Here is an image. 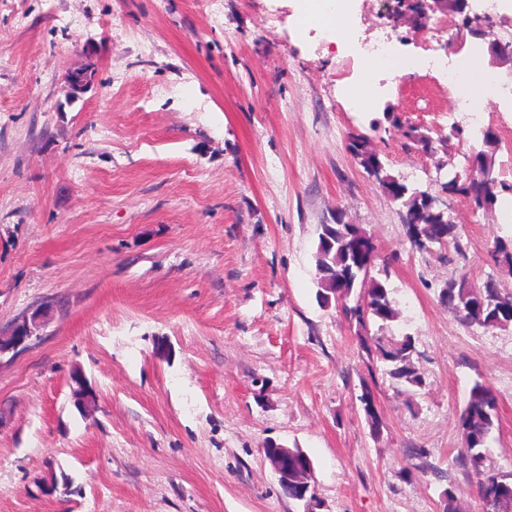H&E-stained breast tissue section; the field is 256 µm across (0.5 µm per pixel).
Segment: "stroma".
Wrapping results in <instances>:
<instances>
[{"label":"stroma","instance_id":"1","mask_svg":"<svg viewBox=\"0 0 512 512\" xmlns=\"http://www.w3.org/2000/svg\"><path fill=\"white\" fill-rule=\"evenodd\" d=\"M343 55L292 0H0V332L52 305L28 349L0 355V512H302L270 442L311 458L315 512H443L448 488L483 512L460 416L475 383L494 391L486 465L512 472V326L461 324L439 292L486 278L512 204L454 203L458 248H412L347 132L435 191L474 127L442 157L405 146L387 113L448 138L441 76L381 74L363 107L344 86L373 63ZM478 106L512 184V104ZM340 212L390 261L389 332L413 338L424 387L402 389L317 300L318 235ZM63 481L71 494L51 490ZM80 68L72 70L67 74L66 83L69 88V100L74 101L79 94L84 93L93 83L95 73L93 74L94 67Z\"/></svg>","mask_w":512,"mask_h":512}]
</instances>
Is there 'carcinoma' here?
Here are the masks:
<instances>
[{"instance_id": "1", "label": "carcinoma", "mask_w": 512, "mask_h": 512, "mask_svg": "<svg viewBox=\"0 0 512 512\" xmlns=\"http://www.w3.org/2000/svg\"><path fill=\"white\" fill-rule=\"evenodd\" d=\"M387 119L408 144L429 155L436 153L432 137L421 128L405 124L395 112L387 113ZM480 134L482 146L471 157L474 168L470 179L460 180L457 174L450 173L441 187L448 191L450 198L468 207L474 205L490 209L497 202L499 190L512 191V185L496 177L497 136L487 130L480 131ZM347 148L367 174L373 173L378 177L380 187L400 208L403 223L431 229L445 236L449 243L456 241L458 225L448 223V211L430 204L431 192L411 187L392 176L367 136L348 133ZM314 261L320 304L342 307L346 316L356 323L360 344L376 354L391 378L413 387L423 386L424 375L413 363L412 337L407 334L398 338L385 335L399 312L387 285L388 266L378 262L372 236L361 225L345 221L344 214L338 212L336 223L321 225ZM487 262L492 268L512 275V235L495 237L487 252ZM352 296L356 297V302L350 306L348 300ZM439 297L465 325L482 322L502 328L512 324V292L501 288L492 274L481 285L472 284L465 277L452 279L440 290ZM371 324L377 326L373 335L369 332ZM359 400L364 405L371 432L379 434L381 422L371 407L370 391L362 390ZM497 417L496 395L489 387L476 384L461 414L465 440L461 459L476 478V489L484 512H500L504 501L512 502V474L494 472L486 467L488 439ZM288 466L305 468L308 480H313V462L302 449L288 451Z\"/></svg>"}]
</instances>
